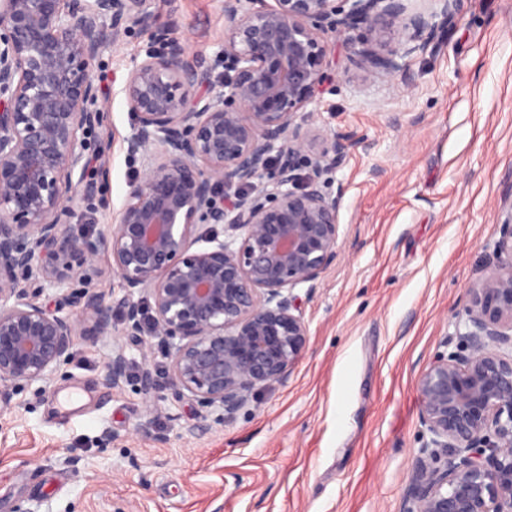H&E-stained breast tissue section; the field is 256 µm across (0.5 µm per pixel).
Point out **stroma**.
<instances>
[{
  "instance_id": "obj_1",
  "label": "stroma",
  "mask_w": 512,
  "mask_h": 512,
  "mask_svg": "<svg viewBox=\"0 0 512 512\" xmlns=\"http://www.w3.org/2000/svg\"><path fill=\"white\" fill-rule=\"evenodd\" d=\"M174 37L213 59L222 0H152ZM149 44L132 31L92 63L110 200L66 220L108 233L141 164L129 156L124 77ZM391 77L329 41L331 78L307 105L352 141L329 174L338 258L298 286L308 345L288 377L232 416L180 398L155 354L149 411L136 377L105 384L111 339H79L52 390L33 383L0 411V512H403L428 435L417 390L460 343L468 290L512 213V0H462L438 44Z\"/></svg>"
}]
</instances>
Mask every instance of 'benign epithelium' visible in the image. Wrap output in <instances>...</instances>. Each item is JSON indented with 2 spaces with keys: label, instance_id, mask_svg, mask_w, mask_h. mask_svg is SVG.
<instances>
[{
  "label": "benign epithelium",
  "instance_id": "benign-epithelium-1",
  "mask_svg": "<svg viewBox=\"0 0 512 512\" xmlns=\"http://www.w3.org/2000/svg\"><path fill=\"white\" fill-rule=\"evenodd\" d=\"M436 2L224 0V44L207 64L151 0H0V409L20 385L51 389L80 336L112 339L106 381L119 386L137 294L180 397L233 415L286 378L308 343L294 289L313 292L338 256L340 201L322 177L350 142L297 119L326 79L328 35L365 29L357 66L402 75L455 22L460 0ZM134 29L150 38L122 88L142 172L109 235L78 237L63 216L109 176L102 162L89 177L101 125L90 64ZM103 248L122 288L110 304ZM46 287L74 310L40 302ZM468 295V353L437 355L418 380L421 454L442 465L415 467L404 512H512V216ZM141 382L158 409L150 371Z\"/></svg>",
  "mask_w": 512,
  "mask_h": 512
}]
</instances>
